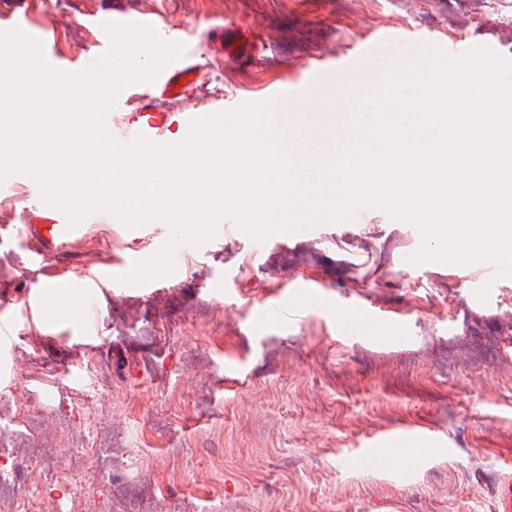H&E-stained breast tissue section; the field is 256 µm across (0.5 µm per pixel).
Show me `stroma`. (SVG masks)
<instances>
[{
	"label": "stroma",
	"instance_id": "obj_1",
	"mask_svg": "<svg viewBox=\"0 0 512 512\" xmlns=\"http://www.w3.org/2000/svg\"><path fill=\"white\" fill-rule=\"evenodd\" d=\"M103 16L154 17L192 48L196 82L172 94L136 83L117 97L134 123L152 96L169 116L166 139L185 113L245 103L349 113L385 75L422 66L431 47L512 59V0H61L38 12L31 0H0V31L46 28L45 55L64 69L108 49ZM37 215L30 204L0 210V322L31 338L0 342V398L68 419L54 438L60 454L94 424L102 444L147 452L129 495L177 496L179 512H491L495 479L512 469V279L478 286V270L411 263L419 230L371 207L356 222L274 233L258 250L238 225L218 224L190 272L139 288L117 277L157 252L166 225L112 226L94 214L79 242L40 262L25 234ZM106 269L114 279L96 290L93 327L62 307L32 318L15 303ZM277 303L287 319L260 321ZM371 311L400 323L401 337L381 323L359 334ZM32 355L68 370L56 399L21 378ZM97 360L112 394L90 382ZM394 436L404 454L389 452ZM186 446L193 459L178 461ZM366 448L374 464L357 461ZM36 469L42 512H113L110 478L93 460L71 484Z\"/></svg>",
	"mask_w": 512,
	"mask_h": 512
}]
</instances>
